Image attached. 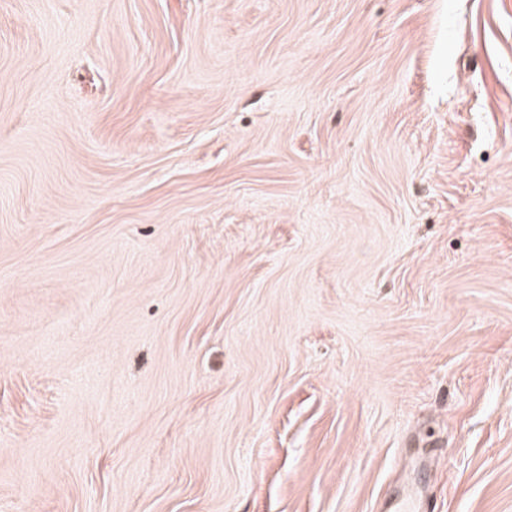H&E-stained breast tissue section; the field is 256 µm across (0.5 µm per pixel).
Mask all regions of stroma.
Instances as JSON below:
<instances>
[{
    "mask_svg": "<svg viewBox=\"0 0 512 512\" xmlns=\"http://www.w3.org/2000/svg\"><path fill=\"white\" fill-rule=\"evenodd\" d=\"M512 512V0H0V512Z\"/></svg>",
    "mask_w": 512,
    "mask_h": 512,
    "instance_id": "1",
    "label": "stroma"
}]
</instances>
